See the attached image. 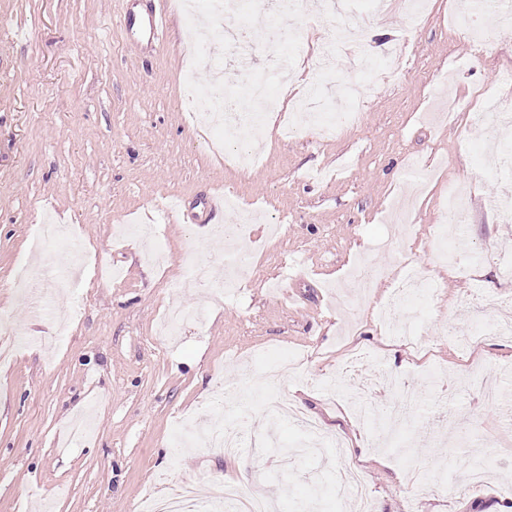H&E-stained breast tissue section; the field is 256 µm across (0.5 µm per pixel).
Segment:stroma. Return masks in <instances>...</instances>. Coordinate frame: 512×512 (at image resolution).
Masks as SVG:
<instances>
[{"label":"stroma","instance_id":"1","mask_svg":"<svg viewBox=\"0 0 512 512\" xmlns=\"http://www.w3.org/2000/svg\"><path fill=\"white\" fill-rule=\"evenodd\" d=\"M148 0H0V312L25 351L0 364V512H134L147 492H167L199 474L241 485L276 501L281 486L255 471L295 464V454H260L265 427L251 417L248 447L235 456L205 448L176 454L170 442L181 415L252 374L255 357L274 348L304 356L300 373L282 371V396L320 423L324 438L353 448L378 512H495L512 504V429L471 383L496 367L512 394V336H487L488 319L460 297H512L500 252L512 253V223L489 199L512 189V161L492 164L506 143L484 111L487 96L512 102V33L495 16L474 21L484 44L448 21V0H431L412 20L407 0H388L386 39L346 46L322 74L318 55L342 16L301 0L296 63L311 73L310 91L336 108L337 79L360 85L362 116L331 136L304 129L255 148L249 172L225 165L213 131L197 123L187 89L192 35L182 0L169 5L172 28L157 54L130 44L126 10ZM467 189L465 224L449 223L442 201ZM233 194L236 207L194 219L209 196ZM411 205L405 224L389 221L394 203ZM71 229L72 260L88 267L60 286L57 246L34 252L46 216ZM147 227L170 256L148 263L144 243L122 238L125 223ZM249 223L244 288L215 300L224 282L225 224ZM447 227L436 239V225ZM485 261L447 272L440 251ZM208 265L209 279L187 283L186 256ZM379 270L371 294L343 307L356 257ZM422 266L431 287L405 314L431 348L420 355L386 340L377 308L404 260ZM35 268L48 291L45 316H32L17 285ZM178 279L182 288H168ZM175 304L204 308L205 321L175 337L159 335ZM65 322L66 335L55 333ZM367 356L366 372L423 377L406 424L378 446L356 416L349 390L360 377L340 375L348 347ZM446 401L448 427L425 419ZM488 470L463 488L468 466ZM443 483L434 491L432 483Z\"/></svg>","mask_w":512,"mask_h":512}]
</instances>
